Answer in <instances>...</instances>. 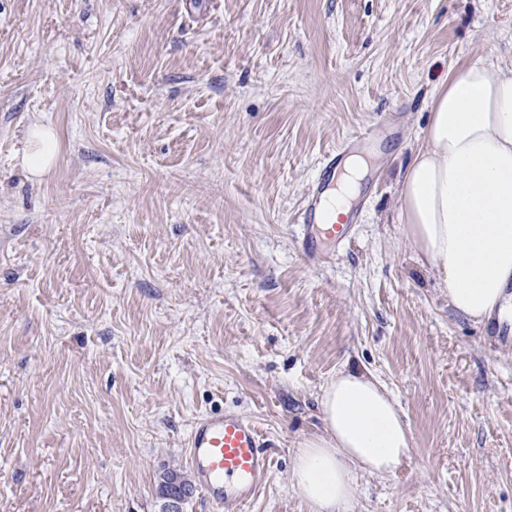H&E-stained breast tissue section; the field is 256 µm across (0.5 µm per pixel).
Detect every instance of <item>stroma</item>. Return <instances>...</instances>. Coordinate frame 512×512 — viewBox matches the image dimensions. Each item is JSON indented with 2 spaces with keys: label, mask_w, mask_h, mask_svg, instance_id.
Masks as SVG:
<instances>
[{
  "label": "stroma",
  "mask_w": 512,
  "mask_h": 512,
  "mask_svg": "<svg viewBox=\"0 0 512 512\" xmlns=\"http://www.w3.org/2000/svg\"><path fill=\"white\" fill-rule=\"evenodd\" d=\"M497 60L512 0H0V512H159L219 411L272 460L240 512H310L294 455L347 366L411 437L353 512H512V324L452 309L396 196L435 86ZM379 126L360 221L309 261L308 187ZM28 147L23 154V163L34 175H41L52 165L56 154V134L53 129L34 126L27 139Z\"/></svg>",
  "instance_id": "35a3bbf8"
}]
</instances>
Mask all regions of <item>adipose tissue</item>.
<instances>
[{"mask_svg": "<svg viewBox=\"0 0 512 512\" xmlns=\"http://www.w3.org/2000/svg\"><path fill=\"white\" fill-rule=\"evenodd\" d=\"M23 163L46 172L53 129L33 127ZM402 233L442 277L448 302L477 323L512 299V67L463 64L436 87L424 143L397 190ZM321 433L303 440L292 480L311 512H352L358 474L388 476L407 458L410 430L370 372L343 368L320 398Z\"/></svg>", "mask_w": 512, "mask_h": 512, "instance_id": "ef3b65f1", "label": "adipose tissue"}]
</instances>
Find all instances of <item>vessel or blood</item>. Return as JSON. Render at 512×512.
Returning <instances> with one entry per match:
<instances>
[{
    "mask_svg": "<svg viewBox=\"0 0 512 512\" xmlns=\"http://www.w3.org/2000/svg\"><path fill=\"white\" fill-rule=\"evenodd\" d=\"M342 157L339 151L330 155L302 212V251L312 261L322 260L346 230L345 224L323 221L325 194ZM188 454L200 489L222 512L252 500L270 476L271 459L259 427L238 414L211 413L199 418L188 437Z\"/></svg>",
    "mask_w": 512,
    "mask_h": 512,
    "instance_id": "obj_1",
    "label": "vessel or blood"
}]
</instances>
